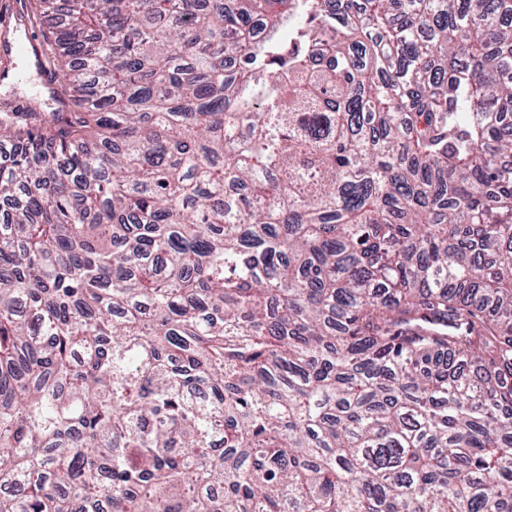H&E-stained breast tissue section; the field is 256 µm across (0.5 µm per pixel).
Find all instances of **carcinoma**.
Here are the masks:
<instances>
[{
  "instance_id": "cac0c4a2",
  "label": "carcinoma",
  "mask_w": 512,
  "mask_h": 512,
  "mask_svg": "<svg viewBox=\"0 0 512 512\" xmlns=\"http://www.w3.org/2000/svg\"><path fill=\"white\" fill-rule=\"evenodd\" d=\"M50 14L62 110L0 95V512H512V0Z\"/></svg>"
}]
</instances>
